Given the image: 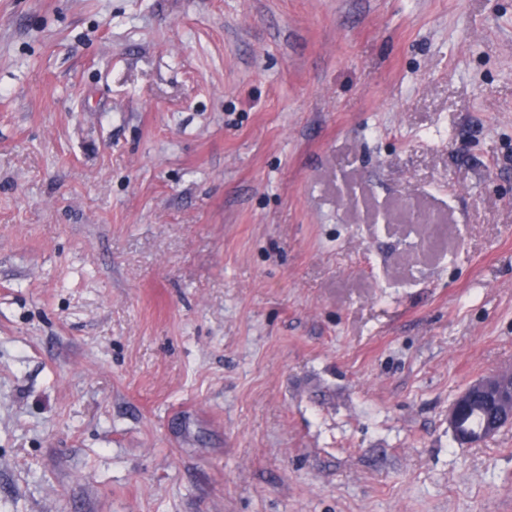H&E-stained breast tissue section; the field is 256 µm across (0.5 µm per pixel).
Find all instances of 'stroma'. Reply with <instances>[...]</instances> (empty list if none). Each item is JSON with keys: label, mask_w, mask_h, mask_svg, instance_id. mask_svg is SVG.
<instances>
[{"label": "stroma", "mask_w": 512, "mask_h": 512, "mask_svg": "<svg viewBox=\"0 0 512 512\" xmlns=\"http://www.w3.org/2000/svg\"><path fill=\"white\" fill-rule=\"evenodd\" d=\"M512 0H0V512H512ZM480 395L495 403L501 411V420H484L475 432L468 427L466 417L471 411V401ZM512 423V366H506L490 375L470 383L453 399L448 408V425L455 438L462 444H471L493 437L503 426Z\"/></svg>", "instance_id": "obj_1"}]
</instances>
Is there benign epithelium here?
Instances as JSON below:
<instances>
[{"mask_svg": "<svg viewBox=\"0 0 512 512\" xmlns=\"http://www.w3.org/2000/svg\"><path fill=\"white\" fill-rule=\"evenodd\" d=\"M477 395L499 407L501 420H485L482 426L473 430L468 427L466 417L471 411V401ZM511 423L512 366H506L495 373L474 380L457 394L448 408V425L455 438L462 444L491 438L503 426Z\"/></svg>", "mask_w": 512, "mask_h": 512, "instance_id": "benign-epithelium-1", "label": "benign epithelium"}]
</instances>
